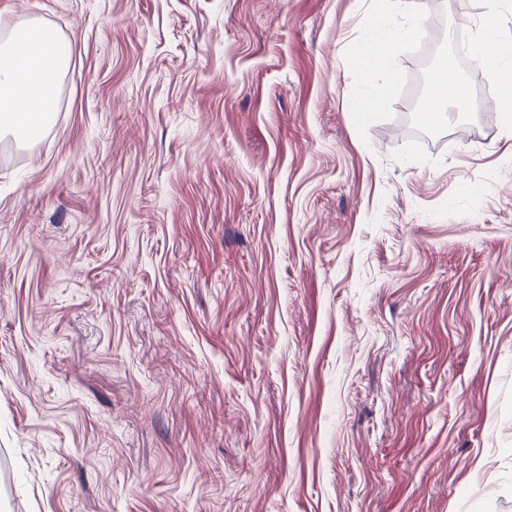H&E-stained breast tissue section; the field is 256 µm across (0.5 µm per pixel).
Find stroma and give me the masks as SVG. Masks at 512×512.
I'll return each instance as SVG.
<instances>
[{
    "label": "stroma",
    "instance_id": "1",
    "mask_svg": "<svg viewBox=\"0 0 512 512\" xmlns=\"http://www.w3.org/2000/svg\"><path fill=\"white\" fill-rule=\"evenodd\" d=\"M0 0L68 54L0 138V512H512V139L403 131L485 0ZM409 0H372V24L374 32L355 44L354 54L366 85H371L382 73L388 74L385 94L393 93L395 76L389 72L390 58L396 44L413 33L412 26L395 28L392 24L399 4H414Z\"/></svg>",
    "mask_w": 512,
    "mask_h": 512
}]
</instances>
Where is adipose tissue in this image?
<instances>
[{
	"mask_svg": "<svg viewBox=\"0 0 512 512\" xmlns=\"http://www.w3.org/2000/svg\"><path fill=\"white\" fill-rule=\"evenodd\" d=\"M403 0H372L373 32L356 43L354 54L365 84L388 72L396 44L412 35V27H394L393 15ZM499 0H489L477 39V57L497 81L498 103L504 131L512 136V47L500 38ZM60 46L56 34L34 24H16L0 34V136L20 142L40 137L50 126L55 110L56 86L45 76L47 61ZM28 108H19V100Z\"/></svg>",
	"mask_w": 512,
	"mask_h": 512,
	"instance_id": "1",
	"label": "adipose tissue"
}]
</instances>
